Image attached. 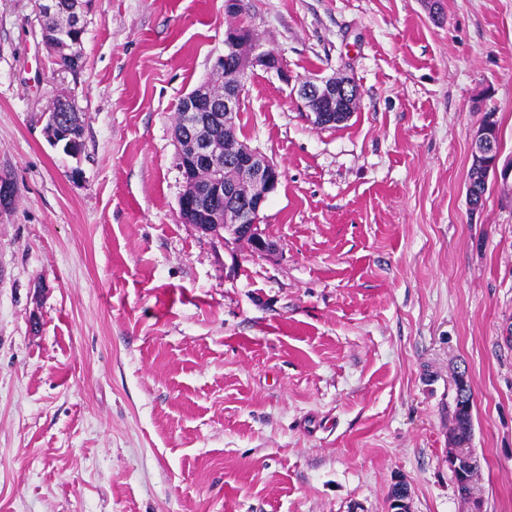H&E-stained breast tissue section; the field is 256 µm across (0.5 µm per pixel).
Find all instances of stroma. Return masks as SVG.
<instances>
[{
	"label": "stroma",
	"instance_id": "stroma-1",
	"mask_svg": "<svg viewBox=\"0 0 512 512\" xmlns=\"http://www.w3.org/2000/svg\"><path fill=\"white\" fill-rule=\"evenodd\" d=\"M293 78L348 77L314 125L250 73L241 138L282 178L275 252L180 221L173 129L224 0H96L83 66L0 0V512H512V192L470 211L471 143L512 156V0H242ZM83 120L75 157L45 132ZM473 395L475 503L448 466ZM64 105L69 110V112H66V110L61 111L54 107L53 111L50 112L47 120V133L48 137L53 143H58L59 139H62L64 137H70L72 135L71 129H70V123H64L62 117L58 112L62 113H69L74 124L75 128L74 130L77 131V135H75L76 140L71 141L67 144V141L64 143L62 149L63 152L68 155H78L82 150V133H83V126H82V117L80 112L76 110L73 103L65 102ZM67 144V145H66Z\"/></svg>",
	"mask_w": 512,
	"mask_h": 512
}]
</instances>
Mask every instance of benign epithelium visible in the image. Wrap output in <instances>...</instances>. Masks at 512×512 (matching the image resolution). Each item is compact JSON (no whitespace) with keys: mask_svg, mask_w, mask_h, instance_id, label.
Returning <instances> with one entry per match:
<instances>
[{"mask_svg":"<svg viewBox=\"0 0 512 512\" xmlns=\"http://www.w3.org/2000/svg\"><path fill=\"white\" fill-rule=\"evenodd\" d=\"M89 0H75L74 26L64 32L50 30L44 40L66 54L76 37L83 32L81 23ZM260 66L290 83L283 58L271 50L261 51L253 33L246 26L235 24L225 31L224 54L219 56L213 71L224 82L223 101L216 100L214 87L205 82L184 95L183 127L175 128L179 164L185 180V189L179 199L180 219L197 224L205 232L210 225L221 224L224 233L234 240L248 242L257 254L275 249V244L263 236L260 213L268 197L281 182L279 166L238 137L221 140L214 131L236 129L240 111L242 87L250 71ZM297 93L308 109V116L316 125L334 124L336 112L349 106L354 112L359 97L355 84L343 77L315 78L297 82ZM47 133L54 143L72 135L70 124L63 122L58 109L50 112ZM472 154L488 159L489 173L497 185L512 189V156L504 159L498 130L479 125L473 136ZM224 198V206H213L212 198ZM473 464L465 446L455 445L449 452L448 465L456 476H464Z\"/></svg>","mask_w":512,"mask_h":512,"instance_id":"benign-epithelium-1","label":"benign epithelium"}]
</instances>
